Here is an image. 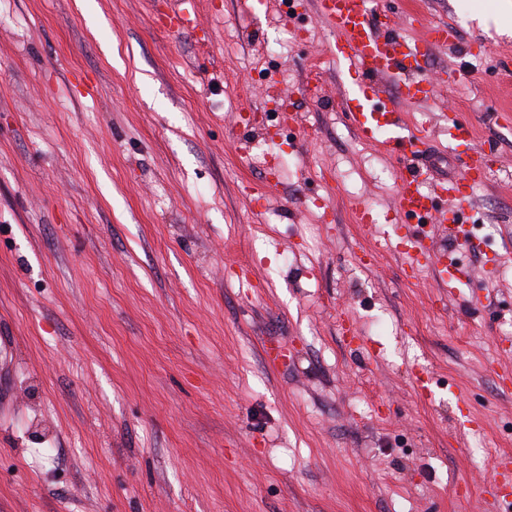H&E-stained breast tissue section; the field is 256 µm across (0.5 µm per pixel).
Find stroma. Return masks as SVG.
<instances>
[{
  "label": "stroma",
  "instance_id": "35a3bbf8",
  "mask_svg": "<svg viewBox=\"0 0 512 512\" xmlns=\"http://www.w3.org/2000/svg\"><path fill=\"white\" fill-rule=\"evenodd\" d=\"M92 2L95 31L79 0H0V512H486L512 458V33L480 0L392 8L451 27L427 69L462 75L407 124L448 107L501 147L449 296L401 265L406 169L355 140L312 0H182L179 33L169 0ZM267 65L297 118L248 132L289 161L248 198L277 163L233 141Z\"/></svg>",
  "mask_w": 512,
  "mask_h": 512
}]
</instances>
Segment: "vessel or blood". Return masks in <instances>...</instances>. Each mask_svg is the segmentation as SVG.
I'll return each instance as SVG.
<instances>
[{
    "label": "vessel or blood",
    "mask_w": 512,
    "mask_h": 512,
    "mask_svg": "<svg viewBox=\"0 0 512 512\" xmlns=\"http://www.w3.org/2000/svg\"><path fill=\"white\" fill-rule=\"evenodd\" d=\"M317 12L336 37L332 54L337 64L360 77L342 94L343 109L358 139L381 141L391 154L415 158L440 128L454 147L462 149L464 159L457 176L438 180L427 167L411 168L402 176L394 202V220L406 227L407 268L414 272L424 264L437 263L443 283L456 290L470 279L471 270L454 251L432 255L426 226L454 224L456 241L467 250L478 248L477 239L461 223L470 208L473 185L489 179L486 154L474 146L473 129L458 114L442 112L438 128L410 130L402 112L403 107L433 101L436 84L424 77L423 63L433 49L450 45L453 33L447 26L434 25L424 36L408 38L395 27L373 22L370 0H317ZM383 130L388 138H380Z\"/></svg>",
    "instance_id": "b4317fda"
}]
</instances>
